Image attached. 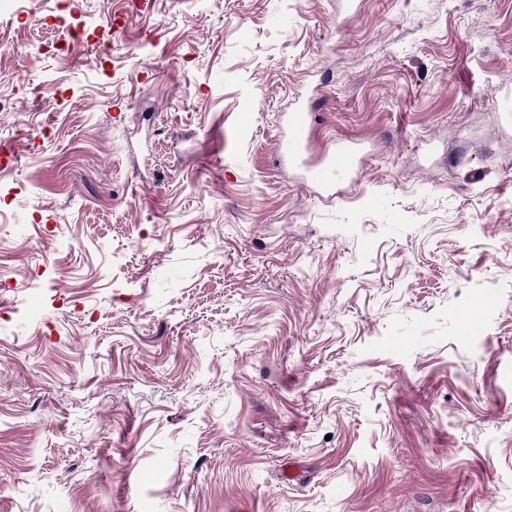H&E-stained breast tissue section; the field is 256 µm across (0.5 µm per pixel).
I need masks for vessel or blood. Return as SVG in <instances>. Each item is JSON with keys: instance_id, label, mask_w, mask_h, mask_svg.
Instances as JSON below:
<instances>
[{"instance_id": "b4317fda", "label": "vessel or blood", "mask_w": 512, "mask_h": 512, "mask_svg": "<svg viewBox=\"0 0 512 512\" xmlns=\"http://www.w3.org/2000/svg\"><path fill=\"white\" fill-rule=\"evenodd\" d=\"M315 120V101L294 104L285 115L286 131L278 143V161L302 168L306 183L327 188L337 178L346 176L353 170L357 149L348 142L340 141L324 151L319 159L307 160Z\"/></svg>"}]
</instances>
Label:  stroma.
<instances>
[{
	"label": "stroma",
	"mask_w": 512,
	"mask_h": 512,
	"mask_svg": "<svg viewBox=\"0 0 512 512\" xmlns=\"http://www.w3.org/2000/svg\"><path fill=\"white\" fill-rule=\"evenodd\" d=\"M67 2L0 0V512H512V0ZM316 102L307 100L295 103L285 114L286 132L278 143L280 164L299 167L303 170L304 181L308 184L329 188L337 178L348 175L354 168L357 148L346 141L324 151L317 160H307L312 131L316 120Z\"/></svg>",
	"instance_id": "obj_1"
}]
</instances>
